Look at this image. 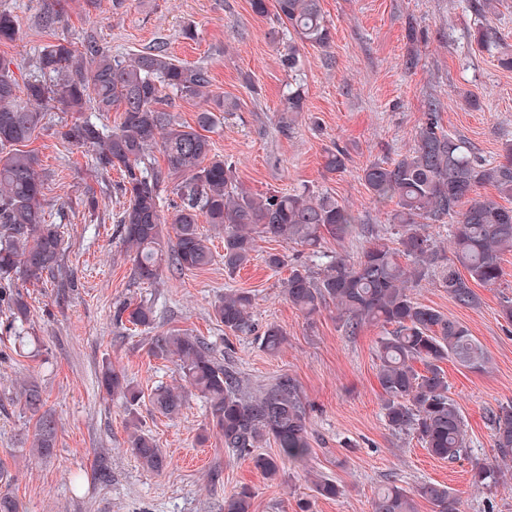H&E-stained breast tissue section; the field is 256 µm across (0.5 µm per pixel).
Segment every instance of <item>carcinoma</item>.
<instances>
[{
    "mask_svg": "<svg viewBox=\"0 0 512 512\" xmlns=\"http://www.w3.org/2000/svg\"><path fill=\"white\" fill-rule=\"evenodd\" d=\"M250 5L254 14L274 19L281 28V64L292 78L280 109V128L286 132L304 110L296 78L300 45L326 48L331 31L321 0H251ZM18 35L15 16L0 10V42H14ZM33 67L21 96L9 65L0 61V306H5L10 322L23 324L30 314L15 281L38 282L59 270L66 250L57 225L45 218L40 160L34 152L18 149L43 126L47 112L59 106L67 112L121 110L113 128L78 117L60 123L55 135L68 148L91 153L98 170L117 168L123 173L116 189L124 199L117 223L134 254V278L143 283L157 280L165 265L192 271L212 263L214 254L199 231L201 223L222 234L224 269L230 275L253 260L262 237L315 248L325 234L339 240L355 233L358 217L333 196L308 189L264 194L244 189L235 165L217 154L205 135L219 122L218 113L235 111L237 102L212 94L209 70L178 61L164 45L114 55L91 33L76 40L62 36L38 52ZM167 94L204 101L197 127L178 122L161 107ZM155 146L167 158L166 174L148 161ZM324 166L330 173L342 170L343 151H327ZM172 175L170 192L177 202L166 220L161 216V192ZM362 178L376 201L395 205L391 221L400 253L409 263H401L386 245L374 243L353 261L338 253L317 272L302 266L291 269L283 294L308 316L329 302L336 304L342 326L352 335L367 323L386 327L377 345L386 425L416 436L430 455L454 462L467 453L468 445L442 363L451 359L481 372L488 355L466 325L417 301L411 288L433 273L458 306L475 308L481 298L473 285L492 287L500 281L502 256L512 252V206L500 203L502 198L512 202V147L496 163L475 156L442 128L438 103L431 101L414 147L393 161L370 163ZM484 184L495 187L497 195L476 196ZM431 224L448 225L450 252L439 249L426 233ZM252 308L249 292L230 289L213 311L225 329L248 334L254 330ZM117 319L134 330L148 328L154 312L145 304H127L117 311ZM285 340L282 329L272 324L261 335V345L270 352ZM151 351L175 360L185 382L155 391L153 404L161 414L177 417L192 393L207 403L224 447L250 458L267 478H277L286 463H307L312 448L307 410L291 377L283 375L259 393L246 394L237 374L218 362L209 344L187 332L155 337ZM101 386L121 398L129 411L140 401V391L127 375L110 365L102 368ZM15 397L36 418L30 452L52 456L57 422L45 409L41 386L23 381ZM488 422L495 458L511 462L512 403L489 411ZM131 425V453L146 469L164 470L168 461L153 437L136 421ZM267 440L277 447L273 456L255 452ZM507 471L477 464L471 483L490 491L505 480ZM313 485L324 498L342 495V487L332 480L319 479ZM417 497L428 500L434 512H458V495L433 482L413 489L389 485L377 494L373 512H416ZM252 499V489L242 485L224 497V512H251Z\"/></svg>",
    "mask_w": 512,
    "mask_h": 512,
    "instance_id": "carcinoma-1",
    "label": "carcinoma"
}]
</instances>
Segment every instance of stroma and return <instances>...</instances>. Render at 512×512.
I'll use <instances>...</instances> for the list:
<instances>
[{"mask_svg":"<svg viewBox=\"0 0 512 512\" xmlns=\"http://www.w3.org/2000/svg\"><path fill=\"white\" fill-rule=\"evenodd\" d=\"M475 0H322L330 25L329 47L304 45L300 70L304 110L290 131L279 127L281 95L289 81L273 21L255 15L249 0H62L53 29L41 26L40 0H0L20 27L16 42L0 43L18 82L32 60L54 38L92 33L113 53L128 54L165 43L183 63L209 69L214 94L235 99L210 134L218 154L231 159L248 190L290 192L310 188L334 196L354 211V237L325 238L322 254L357 258L368 243L397 247L389 205L375 201L363 179L372 162L390 161L414 145L428 100L439 104L440 123L490 162L512 144V0H496L481 15ZM192 28L195 39L182 35ZM490 41L480 44L479 32ZM66 114L48 112L43 129L27 142L46 176L43 207L49 223L62 225L69 247L55 279L19 282L30 306L32 337L15 349L0 308V465L12 476L9 492L27 512H224V497L242 485L253 493V512H373L378 492L389 484L412 488L437 482L458 493L460 512H512V481L493 490L471 486V468L494 465L489 410L512 403V324L499 313L512 297V253L502 261L500 285L477 287L479 307L455 305L447 289L429 276L415 284L419 302L456 318L487 351L485 371L454 361L443 369L467 431L468 454L450 463L431 456L417 438L389 429L377 382L376 346L384 330L367 324L356 335L341 328L334 304L314 316L293 308L283 295L290 269L318 270L320 256L279 239L259 240L253 261L235 275L224 270V242L213 240L214 261L202 270L164 268L156 283L133 279V254L114 218L123 200L115 188L119 170L100 174L90 153L64 148L54 131ZM346 151L345 167L324 168L333 146ZM95 196L96 208L86 199ZM286 255L278 270L267 253ZM228 289L254 297L252 334H233L213 316ZM151 306L152 327L129 334L113 320L124 303ZM278 325L287 336L278 353L263 349L258 335ZM183 330L204 337L217 360L231 365L242 389L255 393L280 375L295 379L308 412L312 456L306 468L286 467L274 480L229 453L213 428L206 403L190 396L176 418L159 413L157 386L176 387V363L152 354L155 336ZM125 371L142 399L127 413L99 380L103 364ZM34 378L58 421L57 448L41 460L29 453L35 421L13 395ZM137 417L166 454L162 472L143 469L128 448L130 417ZM343 486L326 499L314 491L312 475Z\"/></svg>","mask_w":512,"mask_h":512,"instance_id":"35a3bbf8","label":"stroma"}]
</instances>
